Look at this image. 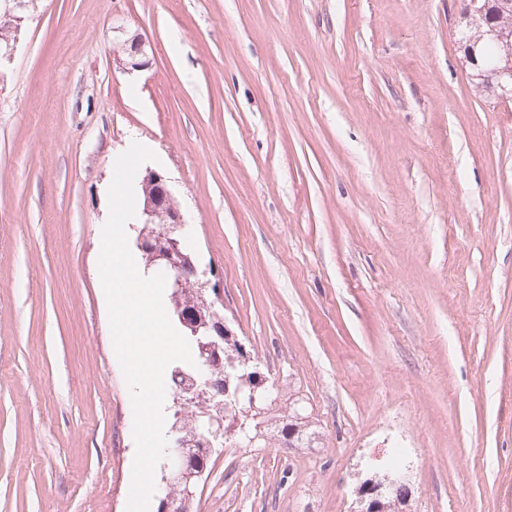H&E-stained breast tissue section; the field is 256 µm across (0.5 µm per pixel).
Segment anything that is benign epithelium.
<instances>
[{
  "mask_svg": "<svg viewBox=\"0 0 512 512\" xmlns=\"http://www.w3.org/2000/svg\"><path fill=\"white\" fill-rule=\"evenodd\" d=\"M29 6L27 0H8L4 10L0 11V26L13 32L18 31ZM466 18L478 25V35L466 41L463 47L464 56L471 65H478V57L482 53L484 41L496 42L500 45L502 56L497 63H490L478 69L474 74L480 86L488 89L501 98L512 96V0H469ZM148 42L135 34L122 44L125 58L120 64L126 69H139L146 66L142 57L147 54ZM144 182L157 188V194L148 198L142 213L146 224L160 227L169 241V248L155 255L156 264L164 267L168 273V288L178 294L183 285L186 271L195 277L197 288L193 302L176 305V315L182 326L192 330L197 336L198 366L193 376L185 377L181 384V393L176 401L180 402L195 396L199 390L212 388L218 390L215 397L214 412L204 415L201 432L192 441L179 436L178 424L171 427L175 437L168 448L166 462L161 465L160 484L177 486L181 489V497L185 502L195 499L199 485L204 477L205 467L196 464L195 457L212 455L217 451L215 445L224 443V394L223 360L220 351L224 350V337L229 329L224 325V314L216 308L221 300L223 289L217 280L210 279L213 270L199 268L192 261L182 245L181 231L187 224L185 215L175 204L173 193L167 183V177L152 168L145 169ZM230 369L237 374L239 384L233 397L236 401H244L241 417L244 423L238 424L241 431H246L247 422L255 420L261 414L258 406L257 390L263 382L252 383L253 375L250 358L242 353L229 360ZM372 475L364 480L358 490L359 512H387L388 505L380 501V490L389 487L394 490L393 505H403L410 496V488L403 475L390 467L369 465Z\"/></svg>",
  "mask_w": 512,
  "mask_h": 512,
  "instance_id": "1",
  "label": "benign epithelium"
}]
</instances>
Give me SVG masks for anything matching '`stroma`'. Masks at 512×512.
Segmentation results:
<instances>
[{
  "label": "stroma",
  "mask_w": 512,
  "mask_h": 512,
  "mask_svg": "<svg viewBox=\"0 0 512 512\" xmlns=\"http://www.w3.org/2000/svg\"><path fill=\"white\" fill-rule=\"evenodd\" d=\"M463 7L34 0L0 64V512H126L99 256L134 135L315 433L227 442L195 512H355L394 453L409 512H512V100L471 79ZM147 45H149L148 42L138 34L126 39L122 44V53L125 55V59H119V64L128 70L145 67L148 62L140 59L146 56Z\"/></svg>",
  "instance_id": "1"
}]
</instances>
